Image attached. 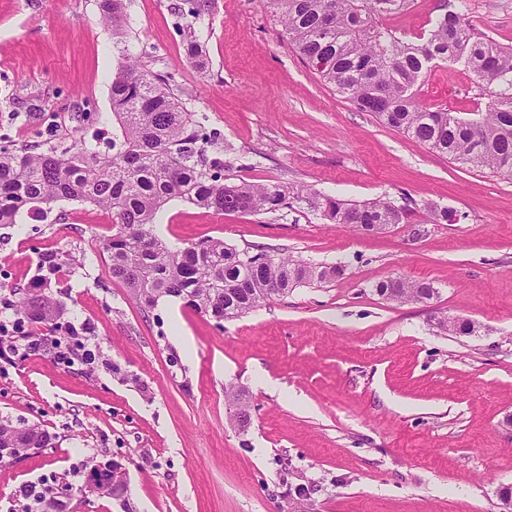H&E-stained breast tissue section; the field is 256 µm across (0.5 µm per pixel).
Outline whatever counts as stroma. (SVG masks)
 <instances>
[{"instance_id": "35a3bbf8", "label": "stroma", "mask_w": 512, "mask_h": 512, "mask_svg": "<svg viewBox=\"0 0 512 512\" xmlns=\"http://www.w3.org/2000/svg\"><path fill=\"white\" fill-rule=\"evenodd\" d=\"M470 24L512 45V0H467ZM117 45L99 0H0V146L108 155L112 66L121 47L176 88L222 147L231 182H288L350 202L411 199L406 223L366 235L308 203L274 214H215L180 200L156 231L279 250L341 276L216 322L178 298L145 311L113 280L97 208L62 200L0 225V296L41 278L57 253L54 330L89 322L93 365L37 356L0 371V419L38 422L55 447L0 466V512L24 486L84 484L127 471L124 502L72 499L65 512H499L512 486V175L439 155L357 111L289 46L264 0H126ZM203 64L186 61L188 32ZM420 99L462 114L489 102L460 62L427 74ZM455 220L433 223L428 207ZM433 282L426 303L393 304L378 281ZM473 322L440 336L434 316ZM252 414L229 417L226 386Z\"/></svg>"}]
</instances>
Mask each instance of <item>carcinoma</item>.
<instances>
[{
  "label": "carcinoma",
  "mask_w": 512,
  "mask_h": 512,
  "mask_svg": "<svg viewBox=\"0 0 512 512\" xmlns=\"http://www.w3.org/2000/svg\"><path fill=\"white\" fill-rule=\"evenodd\" d=\"M289 45L327 85L357 110L406 133L430 150L493 172L512 174V47L502 46L462 23L466 0L436 15L412 40L382 26L379 16L402 10L410 0H265ZM112 36L124 41L129 26L125 0H99ZM462 61L481 79L490 102L467 119L446 107L419 101L426 73L439 62ZM112 114L121 136L112 155H100L80 139L66 149L0 147V224H14L31 204L79 200L112 216L104 237L112 279L144 309L163 297H177L216 322L232 320L260 304L284 297L305 284L325 283L342 268L314 267L288 255L239 250L221 238L173 249L155 230L158 211L181 199L216 213L268 214L292 203L308 202L325 219L344 226L402 224L409 205L386 198L351 203L321 195L307 185L229 182L224 160L205 157L194 114L182 106L165 82L148 74L127 51L112 69ZM47 274L38 287L18 292L14 312L32 325L52 327L63 303L46 292L58 268L57 257L44 260ZM393 303H424L437 289L429 281L398 278L375 285ZM229 407L246 425L250 404L230 386ZM19 432V451L0 464L15 462L30 448H54L55 436L36 423L0 420V448ZM71 495L112 497L109 476L91 471L89 484Z\"/></svg>",
  "instance_id": "cac0c4a2"
}]
</instances>
